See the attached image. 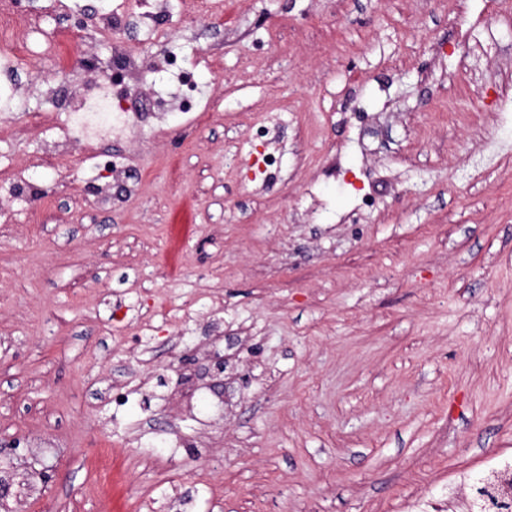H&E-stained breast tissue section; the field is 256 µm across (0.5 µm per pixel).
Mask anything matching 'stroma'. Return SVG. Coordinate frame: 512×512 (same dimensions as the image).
<instances>
[{
	"label": "stroma",
	"instance_id": "stroma-1",
	"mask_svg": "<svg viewBox=\"0 0 512 512\" xmlns=\"http://www.w3.org/2000/svg\"><path fill=\"white\" fill-rule=\"evenodd\" d=\"M504 3L170 0V45L209 106L112 144L142 182L109 209L88 157L44 159L57 129L31 88L0 121L5 512H460L512 460ZM112 9L135 3L22 0L21 67L83 92L45 42ZM260 103L293 108L275 178L233 165ZM104 447L108 507L88 466Z\"/></svg>",
	"mask_w": 512,
	"mask_h": 512
}]
</instances>
